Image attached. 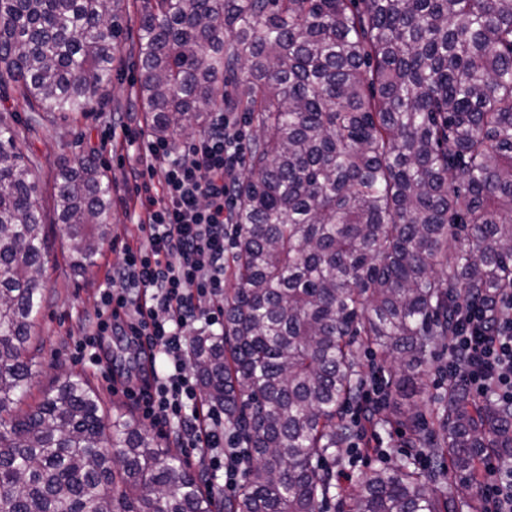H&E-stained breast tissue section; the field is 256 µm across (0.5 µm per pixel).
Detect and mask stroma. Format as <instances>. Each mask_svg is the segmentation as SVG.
I'll return each mask as SVG.
<instances>
[{
	"mask_svg": "<svg viewBox=\"0 0 512 512\" xmlns=\"http://www.w3.org/2000/svg\"><path fill=\"white\" fill-rule=\"evenodd\" d=\"M141 71L135 55L124 53L112 72V82L101 105L85 114L58 113L49 118L29 111L19 91L10 84L0 85V120L10 124L19 134L18 145L33 158L44 213V235L48 252L43 264L47 299L36 325L42 350L41 371L30 386L31 401H38L50 389L59 371L67 370L86 378L99 393L106 409L131 408L123 392L110 389L107 379H126L138 373L141 361L136 347L126 337L112 334L104 340L108 355L101 367H89L78 361L75 345L88 316L93 315L99 294L105 288L113 268L119 266L126 245L139 236L133 216L136 184L130 176L128 160L132 149L123 135H111L115 113H129L133 124L145 126L136 89ZM94 157L112 183V222L104 241L87 272L76 271L65 251L64 224L55 214V180L62 160L72 162ZM364 436H357L355 445L347 446L341 458H326L324 464L332 471H345L337 480L325 512H341V497L353 478L378 466L379 456L365 452Z\"/></svg>",
	"mask_w": 512,
	"mask_h": 512,
	"instance_id": "obj_1",
	"label": "stroma"
}]
</instances>
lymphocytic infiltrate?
<instances>
[{
	"instance_id": "f902f5d3",
	"label": "lymphocytic infiltrate",
	"mask_w": 512,
	"mask_h": 512,
	"mask_svg": "<svg viewBox=\"0 0 512 512\" xmlns=\"http://www.w3.org/2000/svg\"><path fill=\"white\" fill-rule=\"evenodd\" d=\"M243 146L223 113L187 148L150 142L132 168L143 182L136 245L127 246L100 294L96 321L79 339L86 364L103 361L102 338L122 321L143 359L142 378L129 392L151 424L171 430L179 447L209 460L207 487L235 491L247 471L244 451L224 445V418L204 409L188 369V327L211 331L218 317L205 301L224 295V256ZM161 184L162 193L152 191ZM464 328L448 339L443 372L475 398L494 395L512 404V295L479 298L463 306ZM482 512H512V461L483 458L478 467Z\"/></svg>"
}]
</instances>
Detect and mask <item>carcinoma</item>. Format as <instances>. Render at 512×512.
Here are the masks:
<instances>
[{
	"label": "carcinoma",
	"mask_w": 512,
	"mask_h": 512,
	"mask_svg": "<svg viewBox=\"0 0 512 512\" xmlns=\"http://www.w3.org/2000/svg\"><path fill=\"white\" fill-rule=\"evenodd\" d=\"M119 5L0 0V83L33 112L90 111L121 51ZM137 60L153 137L195 136L219 109L257 122L224 334L190 338L202 399L248 455L224 512H323L359 349L387 394L371 429L405 426L418 451L363 474L344 512H480L475 466L512 458V405L450 382L430 408L419 368L468 299L512 294V0H146ZM15 141L1 125L0 512H215L181 449L129 412L105 420L85 379L64 373L21 410L47 246ZM56 207L86 271L112 221L95 160L60 166Z\"/></svg>",
	"instance_id": "obj_1"
}]
</instances>
